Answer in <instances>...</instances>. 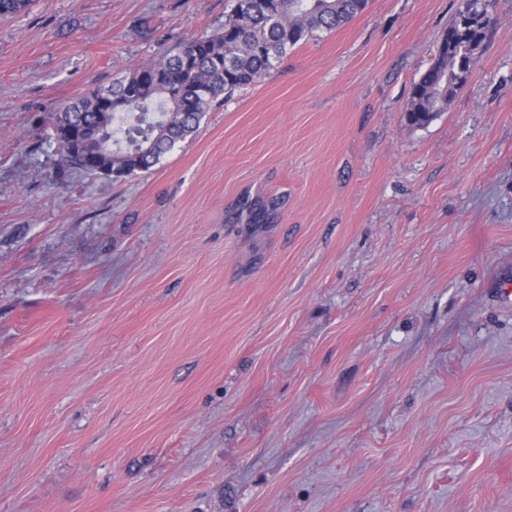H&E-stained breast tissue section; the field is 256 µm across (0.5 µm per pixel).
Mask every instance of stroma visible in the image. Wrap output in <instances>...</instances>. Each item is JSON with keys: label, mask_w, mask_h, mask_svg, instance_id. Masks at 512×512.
I'll return each instance as SVG.
<instances>
[{"label": "stroma", "mask_w": 512, "mask_h": 512, "mask_svg": "<svg viewBox=\"0 0 512 512\" xmlns=\"http://www.w3.org/2000/svg\"><path fill=\"white\" fill-rule=\"evenodd\" d=\"M234 0L0 17V512H512V0L428 125L457 0H371L150 170L47 113Z\"/></svg>", "instance_id": "1"}]
</instances>
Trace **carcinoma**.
Returning <instances> with one entry per match:
<instances>
[{"label":"carcinoma","mask_w":512,"mask_h":512,"mask_svg":"<svg viewBox=\"0 0 512 512\" xmlns=\"http://www.w3.org/2000/svg\"><path fill=\"white\" fill-rule=\"evenodd\" d=\"M369 0H275L274 10L236 4L224 26L137 64L107 89L86 90L50 110V137L68 168L124 178L150 170L192 135L220 96L260 82L300 44L362 14ZM495 0H459L433 63L414 82L406 120L429 124L447 110L458 76L470 73L491 35ZM112 96L107 104L104 95ZM127 124L124 137L112 126Z\"/></svg>","instance_id":"1"}]
</instances>
